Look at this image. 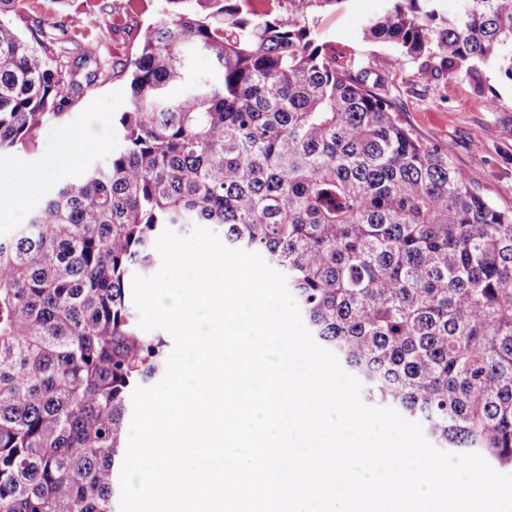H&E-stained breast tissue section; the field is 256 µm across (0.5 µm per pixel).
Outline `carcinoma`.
Here are the masks:
<instances>
[{"label": "carcinoma", "instance_id": "obj_1", "mask_svg": "<svg viewBox=\"0 0 512 512\" xmlns=\"http://www.w3.org/2000/svg\"><path fill=\"white\" fill-rule=\"evenodd\" d=\"M340 2L273 15L162 0L123 65L121 147L0 239V512H118L131 394L165 357L128 284L187 224H218L277 268L368 402L512 469V210L338 63L317 12ZM360 37L388 45L396 72L413 61L480 88L493 63L512 80V0H389ZM65 43L64 21L0 0V156L112 80L91 45ZM196 57L219 78L170 94Z\"/></svg>", "mask_w": 512, "mask_h": 512}]
</instances>
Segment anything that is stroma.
I'll list each match as a JSON object with an SVG mask.
<instances>
[{
	"instance_id": "obj_1",
	"label": "stroma",
	"mask_w": 512,
	"mask_h": 512,
	"mask_svg": "<svg viewBox=\"0 0 512 512\" xmlns=\"http://www.w3.org/2000/svg\"><path fill=\"white\" fill-rule=\"evenodd\" d=\"M32 10L45 19L67 12L77 37L92 42L97 52L110 60L127 61L137 45L140 27L157 19L159 0H112V13L87 23L83 0H71L59 9L55 0H29ZM388 0H346L343 7L327 6L319 14L318 32L323 42L341 57L355 58L370 79L380 80L384 95L391 99L403 123L423 143L447 153L501 207H512V81L494 64L482 69L486 95L497 105L486 110L476 102L473 83L445 76L418 75L416 63H406L394 73L392 51L381 43L360 41L365 19L386 8ZM131 89L127 76L116 75L106 83L85 86L66 118L44 125L33 148L0 158V177L20 169L32 175L37 185L26 196L0 199V236H8L19 214L38 206L65 177L83 172L90 158H64L65 136L83 134L90 124L106 131L98 149L105 156L118 146L115 125L126 111Z\"/></svg>"
}]
</instances>
